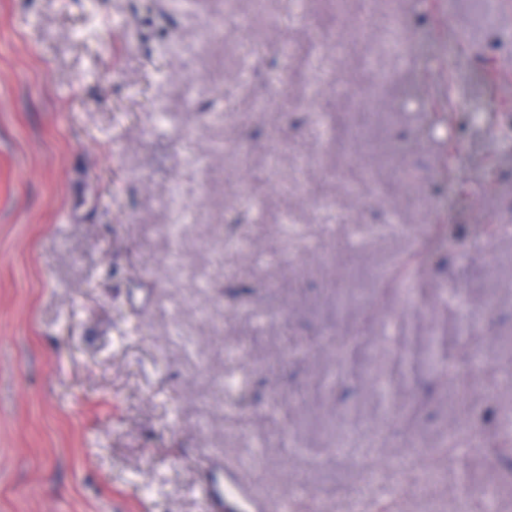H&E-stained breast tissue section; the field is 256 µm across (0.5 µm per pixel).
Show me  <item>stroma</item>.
<instances>
[{"label": "stroma", "instance_id": "stroma-1", "mask_svg": "<svg viewBox=\"0 0 512 512\" xmlns=\"http://www.w3.org/2000/svg\"><path fill=\"white\" fill-rule=\"evenodd\" d=\"M414 2L363 26L359 0H0V512H206L210 461L266 512H458L435 448L501 377L512 173L411 124L452 69L471 111L474 56L512 81V0L492 25L425 0L438 62L407 104L382 45ZM443 166L500 228L456 234L449 274L418 256ZM433 355L452 375L406 425Z\"/></svg>", "mask_w": 512, "mask_h": 512}]
</instances>
